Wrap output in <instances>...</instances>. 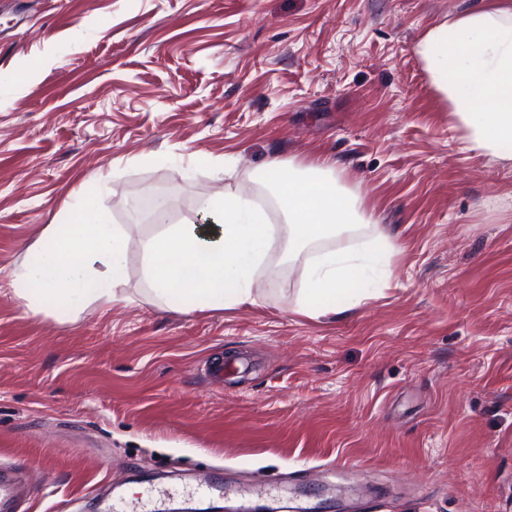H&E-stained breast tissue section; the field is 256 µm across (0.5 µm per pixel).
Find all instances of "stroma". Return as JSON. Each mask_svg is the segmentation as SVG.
<instances>
[{"label": "stroma", "instance_id": "1", "mask_svg": "<svg viewBox=\"0 0 512 512\" xmlns=\"http://www.w3.org/2000/svg\"><path fill=\"white\" fill-rule=\"evenodd\" d=\"M465 0H0V468L29 512H512V162L461 149L415 45ZM336 157L369 223L184 313L143 277L137 213ZM130 226L127 301L59 321L2 295L74 203ZM389 237V279L298 313L308 262Z\"/></svg>", "mask_w": 512, "mask_h": 512}]
</instances>
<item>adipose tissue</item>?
<instances>
[{
	"mask_svg": "<svg viewBox=\"0 0 512 512\" xmlns=\"http://www.w3.org/2000/svg\"><path fill=\"white\" fill-rule=\"evenodd\" d=\"M415 51L438 98L462 130L466 151L512 161V0H472L428 26ZM338 161L299 171L274 160L262 173L283 216L271 224L260 206L228 191L204 204L213 225L163 224L142 242L144 273L164 304L184 312L251 301L254 272L274 243L288 253L350 229L356 201L340 186ZM128 229L105 223L92 201L66 224L49 225L10 274L11 295L36 312L64 300L70 317L122 301ZM398 247L377 238L363 252H327L309 265L298 313L312 318L349 309L352 290L388 274Z\"/></svg>",
	"mask_w": 512,
	"mask_h": 512,
	"instance_id": "obj_1",
	"label": "adipose tissue"
}]
</instances>
